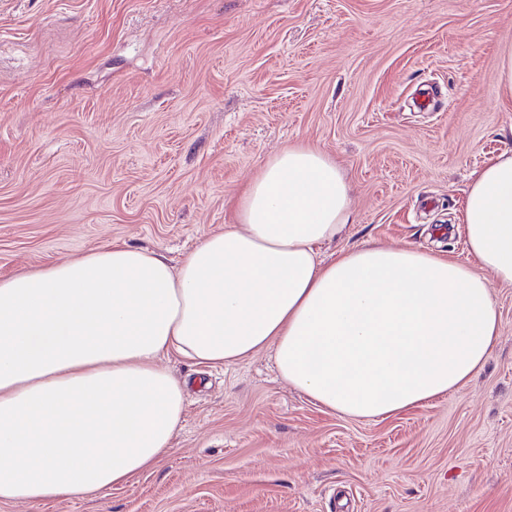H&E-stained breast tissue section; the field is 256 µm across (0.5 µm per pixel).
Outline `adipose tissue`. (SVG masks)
<instances>
[{"instance_id": "obj_1", "label": "adipose tissue", "mask_w": 512, "mask_h": 512, "mask_svg": "<svg viewBox=\"0 0 512 512\" xmlns=\"http://www.w3.org/2000/svg\"><path fill=\"white\" fill-rule=\"evenodd\" d=\"M355 220L335 161L307 144L270 158L235 223L179 263L115 242L0 279V502L87 497L153 469L185 409L176 353L232 365L274 347L281 377L357 419L470 380L512 286V151L470 180L463 264L374 245L323 264Z\"/></svg>"}]
</instances>
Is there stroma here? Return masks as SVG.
<instances>
[{"mask_svg":"<svg viewBox=\"0 0 512 512\" xmlns=\"http://www.w3.org/2000/svg\"><path fill=\"white\" fill-rule=\"evenodd\" d=\"M512 0H0V277L115 241L179 260L306 143L368 243L466 263L469 177L512 150ZM485 366L377 419L316 404L273 348L172 355L190 388L154 470L92 500L0 512H512V287Z\"/></svg>","mask_w":512,"mask_h":512,"instance_id":"1","label":"stroma"}]
</instances>
